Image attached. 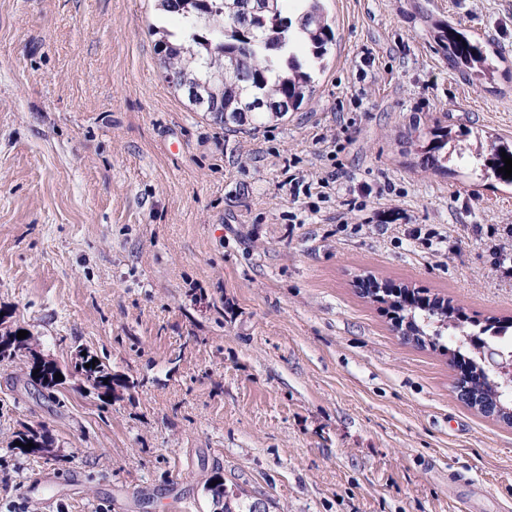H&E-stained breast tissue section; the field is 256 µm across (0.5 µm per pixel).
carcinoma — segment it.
I'll use <instances>...</instances> for the list:
<instances>
[{"label":"carcinoma","instance_id":"obj_1","mask_svg":"<svg viewBox=\"0 0 512 512\" xmlns=\"http://www.w3.org/2000/svg\"><path fill=\"white\" fill-rule=\"evenodd\" d=\"M190 0H158L164 15L182 19L181 34L157 28L156 49L170 43L181 53L160 58L164 73L190 71L196 80L209 84L213 90L210 112L226 126H244L281 120L301 109L305 99L314 92L313 73L316 64L328 54L335 35L328 22L323 0H275L277 13L264 9L265 0H252L250 13L242 10L244 0H208L186 6ZM436 31L439 46L453 47L451 61L467 68L478 63L485 71L494 69L492 59L474 45L467 36L448 24L427 15ZM435 144L426 156V166L445 168L448 157L440 151L448 144V134L436 129ZM512 158V144L499 140L492 146V169L498 179L512 184L498 169L505 166L502 155ZM390 307L400 320L408 321L407 330L421 345L441 348L451 354V362L468 366L472 397L482 406L497 403L508 406L512 397L502 392L501 378L484 370L481 349L493 340L512 337V319L488 318L483 322L466 317L451 301L434 298L413 309L403 306L402 295L388 293ZM18 330L5 329L0 334V362L14 360L22 351H32L31 337L17 338ZM451 336L455 347L441 344ZM95 362V367L85 364ZM74 373L82 376L99 397L112 395V372L93 355L77 353ZM21 445H15V442ZM33 447H27V444ZM53 440L43 428H25L12 433L9 447L22 456L46 455L52 452Z\"/></svg>","mask_w":512,"mask_h":512}]
</instances>
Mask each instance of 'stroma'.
I'll list each match as a JSON object with an SVG mask.
<instances>
[{
  "label": "stroma",
  "instance_id": "1",
  "mask_svg": "<svg viewBox=\"0 0 512 512\" xmlns=\"http://www.w3.org/2000/svg\"><path fill=\"white\" fill-rule=\"evenodd\" d=\"M324 7L312 97L239 130L166 81L152 26L182 25L156 0H0V316L68 374L50 398L0 363V512H214L217 471L270 512H512V427L357 287L512 315V186L474 173L512 140V0ZM423 8L494 72L452 65ZM292 173L329 183L295 199ZM80 350L111 397L71 374ZM26 427L53 458L9 448ZM443 128H437L436 132H434V142L435 144L428 152V156H426V166L427 168L430 166L431 169L442 170L446 168L445 163L448 162L447 155H442L440 151L445 148L448 144V132L442 133L441 130ZM441 133V134H438ZM437 153V154H436Z\"/></svg>",
  "mask_w": 512,
  "mask_h": 512
}]
</instances>
